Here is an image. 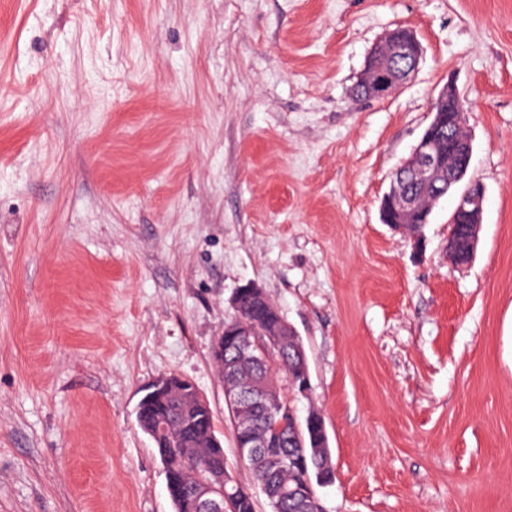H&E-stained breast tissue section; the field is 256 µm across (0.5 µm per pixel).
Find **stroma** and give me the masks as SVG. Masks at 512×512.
I'll use <instances>...</instances> for the list:
<instances>
[{
	"mask_svg": "<svg viewBox=\"0 0 512 512\" xmlns=\"http://www.w3.org/2000/svg\"><path fill=\"white\" fill-rule=\"evenodd\" d=\"M416 32L413 80L353 98ZM0 512H173L136 419L176 374L251 486L211 349L243 285L305 347L325 512H512V0H0ZM453 84L480 241L380 219ZM421 55L422 46L414 31L400 37L391 31L371 51L358 83L363 85L368 99H386L412 80ZM400 60L406 66H396ZM188 379H185L176 374L163 375L148 385L144 391L146 395H150L152 399L160 396H166L175 388L182 389L183 385L187 384Z\"/></svg>",
	"mask_w": 512,
	"mask_h": 512,
	"instance_id": "stroma-1",
	"label": "stroma"
}]
</instances>
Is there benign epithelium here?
Listing matches in <instances>:
<instances>
[{"instance_id": "obj_1", "label": "benign epithelium", "mask_w": 512, "mask_h": 512, "mask_svg": "<svg viewBox=\"0 0 512 512\" xmlns=\"http://www.w3.org/2000/svg\"><path fill=\"white\" fill-rule=\"evenodd\" d=\"M421 55L422 46L414 31L410 30L400 37L395 36L392 31L389 32L371 51L360 79L368 98L386 99L404 88L412 80ZM458 101L459 95L450 85L439 92L431 109V121L421 134L410 157L397 169L398 174L408 175L422 185L430 184L444 166L440 142L445 137L448 138V154L462 159V168L470 166L472 142L459 141L447 135L446 128L454 126L453 117L441 111L444 104ZM485 197L484 185L476 179L469 180L458 198L451 217L453 222L462 216L470 220L475 243L479 239ZM382 208L385 216L383 223L399 232H407V225L414 220L420 224L429 223L430 211L419 208L414 198L409 196L400 199L388 198L383 201ZM265 296L263 288L255 283H248L237 290L231 305L234 311L239 313L244 301L255 303ZM293 332L291 324L280 316L260 329L253 320L239 315L231 323L224 325L223 335L227 336L233 347L248 351L253 364L261 368H272L278 365L288 345V337L293 335ZM292 365L294 374L291 386L297 394L305 397L310 391V374L304 355L300 352L295 353ZM185 384L187 379L179 375H163L148 385L145 391L155 399ZM224 402L233 418L235 433L239 440L237 455L242 463L255 457L266 447L265 442L252 438L247 425L239 417L243 404L269 407L279 416L278 427L290 426L296 431L299 430L295 407L291 401L266 390L262 382L255 381L247 386L237 383L224 386ZM236 486L238 483L228 476L225 482L217 486L201 481L190 489V494L202 508V512H224V505L232 503L228 490Z\"/></svg>"}]
</instances>
